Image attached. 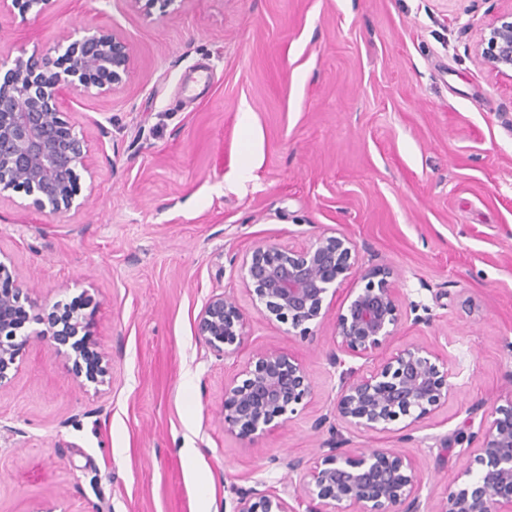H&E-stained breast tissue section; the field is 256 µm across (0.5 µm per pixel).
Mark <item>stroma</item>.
Listing matches in <instances>:
<instances>
[{
  "mask_svg": "<svg viewBox=\"0 0 512 512\" xmlns=\"http://www.w3.org/2000/svg\"><path fill=\"white\" fill-rule=\"evenodd\" d=\"M512 0H187L146 16L126 0H53L43 15H0V56L51 54L60 32L108 27L137 54L107 95L65 93L61 109L94 162L92 205L60 216L0 198V253L50 302L95 299L110 357L85 388L33 341L0 390V512H233L237 489H279L288 458L312 457L314 420L338 376L328 327L289 334L247 308L234 353L210 351L196 319L214 294L242 296L237 259L267 240L303 247L345 235L356 272L333 309L395 272L405 315L365 356L368 372L412 342L430 346L455 386L419 423L346 432L348 448L413 456L438 512L475 450L437 458L468 410L512 398V78L474 46ZM207 68L189 94L187 78ZM249 113H242V106ZM110 136L101 137L100 127ZM302 359L311 404L248 443L224 431V387L252 356Z\"/></svg>",
  "mask_w": 512,
  "mask_h": 512,
  "instance_id": "35a3bbf8",
  "label": "stroma"
}]
</instances>
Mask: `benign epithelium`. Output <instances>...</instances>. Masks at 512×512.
<instances>
[{
    "label": "benign epithelium",
    "instance_id": "1",
    "mask_svg": "<svg viewBox=\"0 0 512 512\" xmlns=\"http://www.w3.org/2000/svg\"><path fill=\"white\" fill-rule=\"evenodd\" d=\"M52 0H0L39 16ZM146 15L179 13L186 0H127ZM83 35L64 31L53 51L41 59L16 57L0 78V194L21 189L38 211L59 215L80 211L81 173L93 163L84 138L61 111L59 95L97 90L106 94L123 85L137 50L114 31L88 24ZM482 65L497 74L512 71V11L499 16L476 44ZM242 284L252 305L266 319L288 325L306 337L314 326H327L336 343L329 355L338 374L333 423L321 416L315 428L329 425L331 438L320 444L314 466L302 458L288 460V477L307 478L303 492L288 502L289 484L281 490L237 491L233 512H429L415 460L390 448H345L344 430L383 432L397 421L413 431L427 415L448 403L454 393L441 358L423 344H411L364 375L346 357L382 348L402 320V300L389 269L365 275L366 285L334 312L327 298L355 271L358 252L344 235H322L295 249L258 242L239 258ZM248 319L239 299L214 294L196 320V334L213 352H235L247 336ZM45 342L66 370L94 390L107 383L109 359L94 334L91 313L70 310L31 297L21 288L12 264L0 260V390L11 383L31 339ZM313 386L298 357L276 349L253 355L238 378L224 387L220 419L224 432L250 443L284 428L311 401ZM467 418L452 439L440 444L481 442L475 463L457 473L440 512H512V399L482 416L473 429Z\"/></svg>",
    "mask_w": 512,
    "mask_h": 512
}]
</instances>
